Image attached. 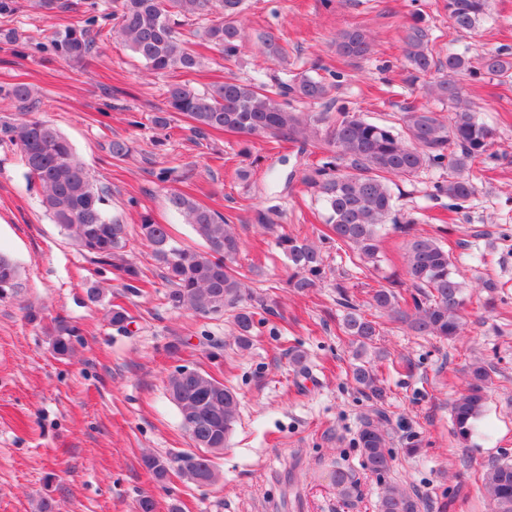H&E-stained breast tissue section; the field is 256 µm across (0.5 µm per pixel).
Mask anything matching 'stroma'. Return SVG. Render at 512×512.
I'll return each mask as SVG.
<instances>
[{"label": "stroma", "instance_id": "obj_1", "mask_svg": "<svg viewBox=\"0 0 512 512\" xmlns=\"http://www.w3.org/2000/svg\"><path fill=\"white\" fill-rule=\"evenodd\" d=\"M420 9L434 37L435 56L512 52V0H490L473 31L456 32L443 0H245L246 41L235 61L197 45L205 66L189 74L196 89L226 79H293L302 73L334 77L337 104L376 122L395 121L406 103L421 99L427 76L403 66L402 37ZM359 28L374 40L370 58L347 61L336 35ZM274 34L288 42L280 63L259 52ZM167 76L146 69L116 37H104L84 69L0 48V85L25 83L37 93L38 118L71 142L98 184L109 190L108 210L126 226V258L148 285L123 288L118 272L96 266L71 245L26 189L15 147L0 143V251L22 266L16 297L0 301V512H135L151 496L154 512H377L383 487L361 465L354 437L365 414L385 410L394 455L390 482L418 492L422 512H490L479 475L492 459L512 458V79L487 76L469 83L472 108L496 130L485 178L469 208L453 211L430 199L448 169L395 178L390 189L402 212L417 217L413 233L448 247L465 284V333L452 341L415 336L385 322L364 360L382 396L357 389L348 372L351 337L340 335L346 310L339 291L363 314L374 289L406 282V233L387 229L378 268L351 262L344 244L324 249L327 278L308 295L288 286L282 233L318 241L325 229L320 203L301 182L308 160L287 142L220 132L195 138L175 113L165 130L151 119L166 109ZM121 138L132 152L112 158ZM170 168L174 179L158 182ZM191 195L222 213L243 242V265L257 273L248 291L273 311L248 350H241L231 314L201 317L169 307L157 262L140 234L143 219L173 227L175 237L200 246L171 209L170 193ZM265 216L258 224L257 216ZM499 282L475 287L477 277ZM98 281L103 294L90 302ZM131 323L113 327V305ZM79 328L71 356L51 346L55 322ZM307 355L298 374L290 352ZM489 365L492 382L469 447L452 433L451 402L466 387L474 363ZM180 367L224 380L240 400L239 417L223 451L212 460L218 483L196 485L177 472L157 481L142 463L195 454L165 390ZM341 468L359 483V497L342 499L329 474Z\"/></svg>", "mask_w": 512, "mask_h": 512}]
</instances>
